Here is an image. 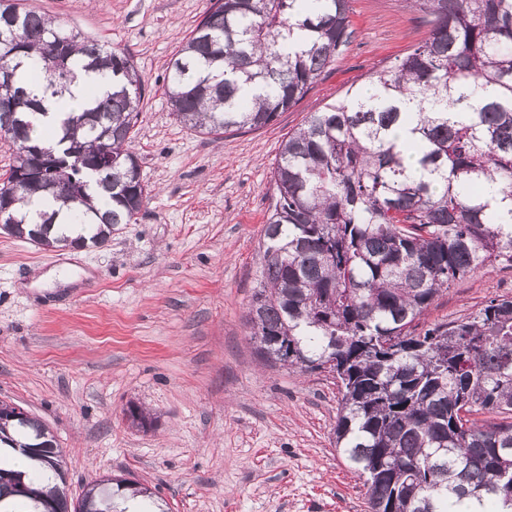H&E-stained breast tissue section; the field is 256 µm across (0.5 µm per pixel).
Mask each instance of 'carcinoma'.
Returning <instances> with one entry per match:
<instances>
[{"label": "carcinoma", "mask_w": 512, "mask_h": 512, "mask_svg": "<svg viewBox=\"0 0 512 512\" xmlns=\"http://www.w3.org/2000/svg\"><path fill=\"white\" fill-rule=\"evenodd\" d=\"M429 36L311 112L283 143L246 321L260 356L336 373L335 447L364 479L367 512H512V300L418 328L436 296L467 274L512 266V0H406ZM351 0H210L165 77L176 120L218 139L274 123L352 43ZM106 71L112 87L69 111L51 138L45 103ZM133 59L52 16L0 0V137L15 147L0 183L4 229L46 247L103 245L138 220L149 191L131 149L142 111ZM418 101L419 111L398 106ZM410 128L407 147L390 139ZM423 171L413 177L405 156ZM131 425L152 418L131 405ZM32 471L0 457V512H169L151 488L104 476L76 505L48 429L0 423Z\"/></svg>", "instance_id": "1"}]
</instances>
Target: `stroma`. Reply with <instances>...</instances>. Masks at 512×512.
I'll use <instances>...</instances> for the list:
<instances>
[{"instance_id": "obj_1", "label": "stroma", "mask_w": 512, "mask_h": 512, "mask_svg": "<svg viewBox=\"0 0 512 512\" xmlns=\"http://www.w3.org/2000/svg\"><path fill=\"white\" fill-rule=\"evenodd\" d=\"M24 2L132 57L144 83L132 148L150 194L102 246L48 250L0 233V400L47 424L73 497L119 475L155 487L171 512H366L334 445L333 379L262 359L246 313L283 141L428 26L404 0H352L355 38L303 99L215 141L177 122L164 92L209 0ZM491 298H512V266L454 281L422 321ZM132 404L153 413L151 428L127 422Z\"/></svg>"}]
</instances>
